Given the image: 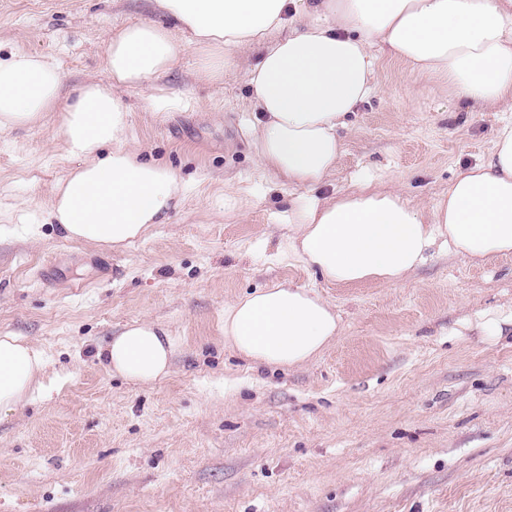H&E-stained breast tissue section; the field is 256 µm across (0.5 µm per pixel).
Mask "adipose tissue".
<instances>
[{"instance_id": "adipose-tissue-1", "label": "adipose tissue", "mask_w": 512, "mask_h": 512, "mask_svg": "<svg viewBox=\"0 0 512 512\" xmlns=\"http://www.w3.org/2000/svg\"><path fill=\"white\" fill-rule=\"evenodd\" d=\"M170 25L138 22L112 32L108 79L72 88L43 54L0 57V131L41 126L62 114L60 134L75 166L50 191L47 213L65 239L120 249L165 223L182 184L167 166L142 160L130 138L125 89L169 71L185 44L214 81L237 54L259 53L244 74L256 115L260 165L303 188L288 219L293 258L330 285L405 283L437 253L479 265L512 253V120L489 155L461 169L433 207L399 188L370 183L316 196L343 152V130L374 88L378 54L448 90L472 109L512 113V0H154ZM188 42H181V35ZM342 331L318 292L285 282L224 307V343L256 366L293 368L319 358ZM174 342L152 322L123 327L98 356L112 374L149 385L170 371ZM48 366L41 348L0 332V414L33 397Z\"/></svg>"}]
</instances>
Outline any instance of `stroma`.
I'll return each mask as SVG.
<instances>
[{
	"mask_svg": "<svg viewBox=\"0 0 512 512\" xmlns=\"http://www.w3.org/2000/svg\"><path fill=\"white\" fill-rule=\"evenodd\" d=\"M153 0H0V56L56 58L63 90L108 79L113 28L163 22ZM237 57L199 51L123 100L143 155L186 192L124 250L45 223L72 166L57 122L0 132V331L40 346L41 388L0 416V512H512V339L473 321L512 303V255L436 256L399 286H331L288 257L300 189L261 169ZM327 197L368 180L433 205L488 155L507 115L468 112L379 56ZM285 281L318 291L343 332L316 361L254 368L224 344V306ZM136 321L175 340L153 385L97 352Z\"/></svg>",
	"mask_w": 512,
	"mask_h": 512,
	"instance_id": "stroma-1",
	"label": "stroma"
}]
</instances>
